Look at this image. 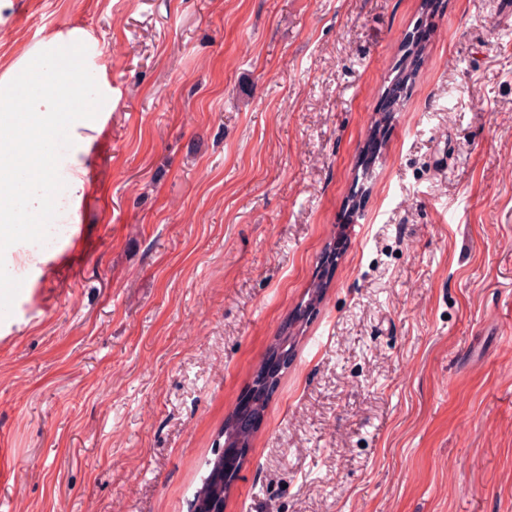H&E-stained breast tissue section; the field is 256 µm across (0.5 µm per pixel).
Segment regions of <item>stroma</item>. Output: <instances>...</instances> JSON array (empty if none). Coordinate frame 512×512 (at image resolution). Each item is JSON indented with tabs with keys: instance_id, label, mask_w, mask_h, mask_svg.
Returning a JSON list of instances; mask_svg holds the SVG:
<instances>
[{
	"instance_id": "35a3bbf8",
	"label": "stroma",
	"mask_w": 512,
	"mask_h": 512,
	"mask_svg": "<svg viewBox=\"0 0 512 512\" xmlns=\"http://www.w3.org/2000/svg\"><path fill=\"white\" fill-rule=\"evenodd\" d=\"M12 0L112 110L0 320V512H189L276 336L224 512H512V0ZM327 287L297 307L317 274ZM422 56V48L412 42L406 49V54L403 55L398 63L393 68L394 76L392 82L394 84H402L403 86L409 84L412 79H415L417 66Z\"/></svg>"
}]
</instances>
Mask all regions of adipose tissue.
<instances>
[{"label":"adipose tissue","instance_id":"obj_1","mask_svg":"<svg viewBox=\"0 0 512 512\" xmlns=\"http://www.w3.org/2000/svg\"><path fill=\"white\" fill-rule=\"evenodd\" d=\"M75 28L28 45L0 71V240L17 224H58L83 196L84 161L112 99Z\"/></svg>","mask_w":512,"mask_h":512}]
</instances>
